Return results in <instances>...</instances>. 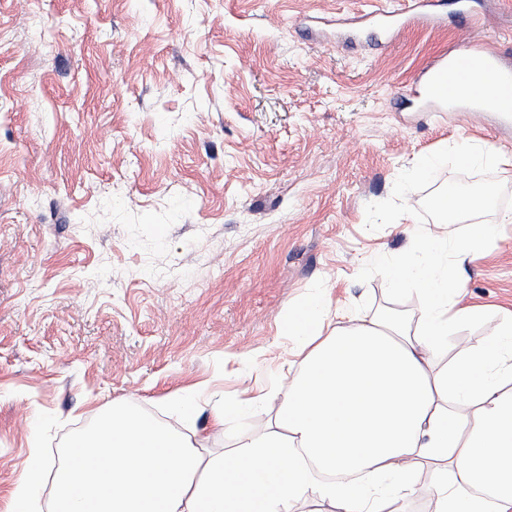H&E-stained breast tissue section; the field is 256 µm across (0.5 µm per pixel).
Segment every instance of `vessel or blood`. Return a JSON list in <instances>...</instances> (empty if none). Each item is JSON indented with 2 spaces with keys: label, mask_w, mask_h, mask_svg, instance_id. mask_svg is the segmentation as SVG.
<instances>
[{
  "label": "vessel or blood",
  "mask_w": 512,
  "mask_h": 512,
  "mask_svg": "<svg viewBox=\"0 0 512 512\" xmlns=\"http://www.w3.org/2000/svg\"><path fill=\"white\" fill-rule=\"evenodd\" d=\"M453 12L468 25V38L452 50L436 56L420 73L427 89V102L444 110L451 102L471 100L474 89H482L494 111L512 114V59L501 51L485 48L478 40L481 16L471 0H452ZM449 12L443 0H405L392 8H377L364 14L368 24L381 26L394 34L410 21L436 28L445 25Z\"/></svg>",
  "instance_id": "1"
}]
</instances>
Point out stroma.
I'll return each mask as SVG.
<instances>
[{
    "mask_svg": "<svg viewBox=\"0 0 512 512\" xmlns=\"http://www.w3.org/2000/svg\"><path fill=\"white\" fill-rule=\"evenodd\" d=\"M353 2L0 0V512L32 442L61 461L115 403L180 429L170 399L197 395L195 441L231 447L206 395L280 382L309 297L416 315L388 269L443 222L437 185L492 193L449 237L499 227L462 270L483 313L438 363L512 313V128L415 106L461 24L342 46ZM480 11L512 52V0ZM464 143L505 159L461 165Z\"/></svg>",
    "mask_w": 512,
    "mask_h": 512,
    "instance_id": "obj_1",
    "label": "stroma"
}]
</instances>
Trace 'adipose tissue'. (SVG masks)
Wrapping results in <instances>:
<instances>
[{
  "mask_svg": "<svg viewBox=\"0 0 512 512\" xmlns=\"http://www.w3.org/2000/svg\"><path fill=\"white\" fill-rule=\"evenodd\" d=\"M473 246L441 228L393 265L395 285L423 300L418 317L332 328L322 301L294 311L287 336L300 367L270 393L275 420L223 453L111 406L73 438L51 512H294L308 499L332 512H405L420 492L417 462L435 512H512V316L447 368L434 365L450 331L480 315L455 274ZM51 466L33 448L12 502L38 512ZM359 473L366 485L348 483ZM486 474L493 489L475 494Z\"/></svg>",
  "mask_w": 512,
  "mask_h": 512,
  "instance_id": "1",
  "label": "adipose tissue"
}]
</instances>
